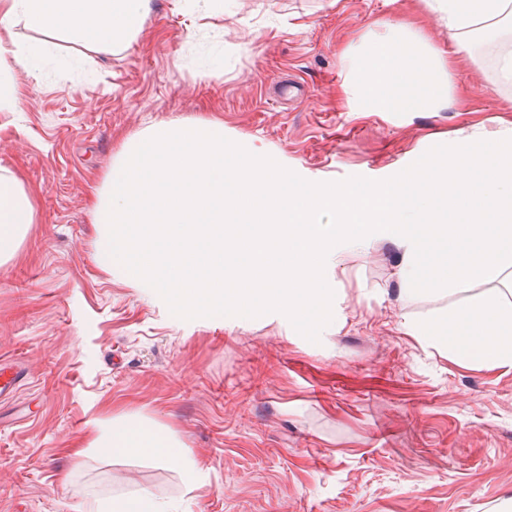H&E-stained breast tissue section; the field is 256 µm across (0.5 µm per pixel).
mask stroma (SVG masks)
Segmentation results:
<instances>
[{
	"label": "stroma",
	"instance_id": "stroma-1",
	"mask_svg": "<svg viewBox=\"0 0 512 512\" xmlns=\"http://www.w3.org/2000/svg\"><path fill=\"white\" fill-rule=\"evenodd\" d=\"M414 22L448 50L421 0H151L131 43L67 35L15 70L0 112V174L37 194V222L0 265V360L28 375L0 396V512H89L145 490L170 512H497L512 496V368L461 366L408 334L492 291L484 281L403 298L401 253L348 251L334 281L341 328L313 343L284 315L183 320L95 261L89 192L124 143L172 120L308 181L384 180L460 133L512 129L505 41L473 35L443 112H354L343 92L373 23ZM169 428L197 462L106 457L91 419ZM81 446L71 456V446Z\"/></svg>",
	"mask_w": 512,
	"mask_h": 512
}]
</instances>
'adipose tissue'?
<instances>
[{
	"label": "adipose tissue",
	"mask_w": 512,
	"mask_h": 512,
	"mask_svg": "<svg viewBox=\"0 0 512 512\" xmlns=\"http://www.w3.org/2000/svg\"><path fill=\"white\" fill-rule=\"evenodd\" d=\"M429 7L448 29L452 58L430 48L424 31L383 25L343 85L352 111H442L453 94V57L472 52L465 33L480 28L512 35V0H430ZM149 10L150 0H0V69L9 63L24 69L30 64V50L14 39L16 22L50 39L67 34L109 47L133 39ZM36 219L34 193L20 180L0 175V265L15 256ZM95 430L92 446L101 454L150 455L180 467L186 481L196 478L197 468L183 443L166 428L121 418L96 424Z\"/></svg>",
	"instance_id": "1"
}]
</instances>
